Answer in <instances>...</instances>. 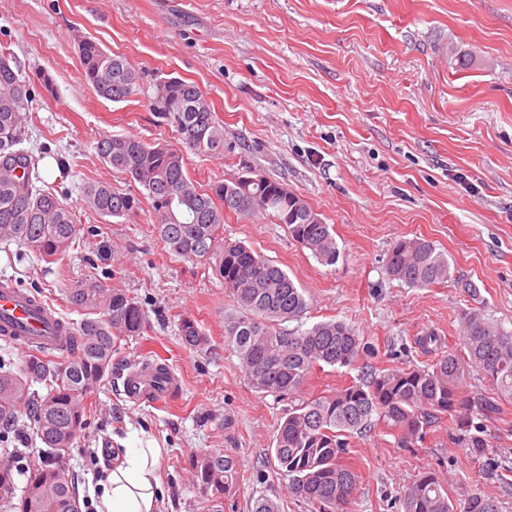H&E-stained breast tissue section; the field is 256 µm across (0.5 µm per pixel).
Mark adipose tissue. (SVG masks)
<instances>
[{
    "label": "adipose tissue",
    "instance_id": "obj_1",
    "mask_svg": "<svg viewBox=\"0 0 512 512\" xmlns=\"http://www.w3.org/2000/svg\"><path fill=\"white\" fill-rule=\"evenodd\" d=\"M160 449L128 448L122 461L98 483L97 512H157L163 494Z\"/></svg>",
    "mask_w": 512,
    "mask_h": 512
}]
</instances>
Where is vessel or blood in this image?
<instances>
[{"mask_svg":"<svg viewBox=\"0 0 512 512\" xmlns=\"http://www.w3.org/2000/svg\"><path fill=\"white\" fill-rule=\"evenodd\" d=\"M30 296L16 287H0V330L13 340L20 350H27L30 343L51 348L60 343L54 327L55 317L47 309L32 311ZM180 385L175 378L160 379L153 363L144 362L135 367L123 380L126 396L134 402L144 398L154 401L167 399L178 392Z\"/></svg>","mask_w":512,"mask_h":512,"instance_id":"1","label":"vessel or blood"}]
</instances>
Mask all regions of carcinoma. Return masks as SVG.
Instances as JSON below:
<instances>
[{
    "label": "carcinoma",
    "mask_w": 512,
    "mask_h": 512,
    "mask_svg": "<svg viewBox=\"0 0 512 512\" xmlns=\"http://www.w3.org/2000/svg\"><path fill=\"white\" fill-rule=\"evenodd\" d=\"M448 56L460 70L476 58L454 44ZM86 82L98 96L121 103L137 94L145 72L97 42L79 43ZM34 83L22 77L13 58L0 53V240L17 241L46 260L68 253L81 227L53 187L41 186L35 159L18 148L31 118ZM150 106L156 117L175 128L180 148L147 144L133 135H106L96 149L112 169L144 190L158 217L155 230L165 251L184 260L216 258L224 288L237 315L225 325L224 347L234 353L246 377L262 374L257 391L287 395L297 391L317 367L353 365L367 354L352 327L323 321L299 331L284 323L308 306L303 289L272 260L242 242L222 243L224 215L271 214L288 227L291 237L324 266L336 264L340 251L333 226L298 195L264 175L243 182L224 196L218 183L205 193L186 171L187 153L208 155L224 150V130L199 86L176 76L153 79ZM82 203L110 223L127 218L138 199L105 182L88 184ZM388 277L412 287L445 282L450 265L444 253L424 238H401L387 252ZM70 306L84 315L72 327L61 359L33 348L20 367L0 361V446L12 463L0 467V512H81L75 481L65 476L58 459L74 447L87 425L84 401L100 387L116 343L143 333L141 304L121 290H107L94 276L67 291ZM179 335L189 348L207 344L195 319L178 320ZM479 371L489 390L470 395L462 390L465 373ZM43 385L41 393L37 386ZM512 402V331L472 309L462 315L460 349L440 355L424 367L372 372L369 380L303 401L279 425L271 448L278 470L288 476L289 493L306 502L310 512H349L359 474L349 461L351 439L382 424L395 432L399 448H411L427 429L444 417L455 426L453 440L482 455L490 447L483 421ZM29 410L31 426L45 446L37 457H22L11 447L20 409ZM198 489L213 501L224 498L236 475V463L222 452L189 458ZM26 484L16 494L17 469ZM403 512H501L499 502L473 493L454 504L434 470L419 474L400 498Z\"/></svg>",
    "instance_id": "1"
}]
</instances>
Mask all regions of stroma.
I'll list each match as a JSON object with an SVG mask.
<instances>
[{"label":"stroma","instance_id":"obj_1","mask_svg":"<svg viewBox=\"0 0 512 512\" xmlns=\"http://www.w3.org/2000/svg\"><path fill=\"white\" fill-rule=\"evenodd\" d=\"M83 39L146 70L138 94L121 103L98 97L81 78ZM441 40L475 52L481 65L458 71L435 50ZM0 46L23 74L53 77V93L33 103L21 147L83 226L57 262L0 241V279L77 323L66 292L92 274L148 315L141 335L118 342L111 372L85 403L87 428L63 459L80 497L103 476L93 452L149 446L161 451V512H249L263 496L282 512H308L275 468L277 427L302 400L361 376L357 365L328 367L280 397L248 385L224 349L234 307L214 261L166 253L139 184L96 150L105 134L179 146L174 128L149 109L152 75L196 83L224 129L223 153L187 156L199 190L259 173L333 226L340 257L324 266L275 217L224 221V239L244 242L303 288L308 308L296 327L346 323L374 348L368 363L379 370L423 367L457 347L469 309L512 331V0H0ZM98 181L138 197V211L108 223L85 209L81 190ZM416 236L447 256L446 283L416 288L387 277L391 244ZM183 315L208 345H183ZM430 332L441 344L422 348ZM141 359L168 364L181 381L174 397L126 399L120 374ZM453 432L446 417L412 448L397 447L381 425L353 439L360 482L352 512H402L403 489L425 467L444 476L450 501L479 492L512 512V485L454 444ZM210 451L237 464L219 509L186 465Z\"/></svg>","mask_w":512,"mask_h":512}]
</instances>
